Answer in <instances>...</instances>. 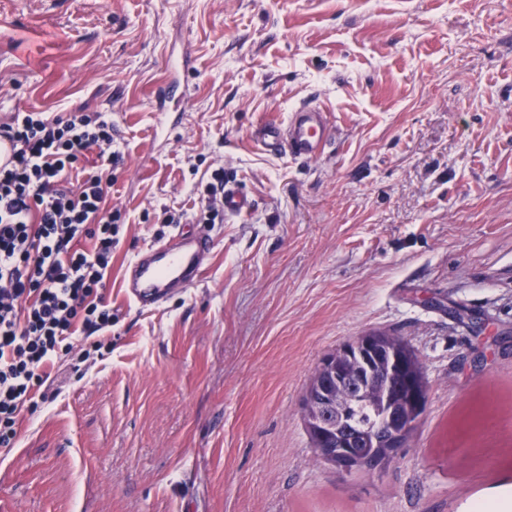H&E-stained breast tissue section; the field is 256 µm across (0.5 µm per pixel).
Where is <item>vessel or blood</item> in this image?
I'll return each mask as SVG.
<instances>
[{
	"label": "vessel or blood",
	"instance_id": "obj_1",
	"mask_svg": "<svg viewBox=\"0 0 512 512\" xmlns=\"http://www.w3.org/2000/svg\"><path fill=\"white\" fill-rule=\"evenodd\" d=\"M332 136L329 113L306 102L291 110L286 123L269 122L258 128L253 139L265 149L307 162L324 153ZM223 196L225 213L235 218L246 217L254 206L248 193L231 180L225 181ZM213 248L208 234L187 235L178 230L172 231L165 243L142 248L123 276L127 299L137 310L148 311L172 294L194 287Z\"/></svg>",
	"mask_w": 512,
	"mask_h": 512
}]
</instances>
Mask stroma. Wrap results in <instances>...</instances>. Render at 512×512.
I'll list each match as a JSON object with an SVG mask.
<instances>
[{
    "label": "stroma",
    "mask_w": 512,
    "mask_h": 512,
    "mask_svg": "<svg viewBox=\"0 0 512 512\" xmlns=\"http://www.w3.org/2000/svg\"><path fill=\"white\" fill-rule=\"evenodd\" d=\"M0 115L103 112L122 159L112 346L56 359L0 449V512H512V0H0ZM189 54L191 99L153 106ZM304 102L311 162L253 129ZM254 200L208 225L202 280L152 312L126 263L195 221L216 176ZM418 354L407 447L345 477L300 407L362 334Z\"/></svg>",
    "instance_id": "obj_1"
}]
</instances>
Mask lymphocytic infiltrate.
Wrapping results in <instances>:
<instances>
[{
    "label": "lymphocytic infiltrate",
    "mask_w": 512,
    "mask_h": 512,
    "mask_svg": "<svg viewBox=\"0 0 512 512\" xmlns=\"http://www.w3.org/2000/svg\"><path fill=\"white\" fill-rule=\"evenodd\" d=\"M2 137L16 149L0 168V447L10 448L59 354L79 336L94 351L106 346L99 335L112 329L105 291L118 233L107 199L120 154L99 112L19 110L0 120ZM92 150L100 163L89 168ZM84 239L91 250L80 249Z\"/></svg>",
    "instance_id": "lymphocytic-infiltrate-1"
}]
</instances>
